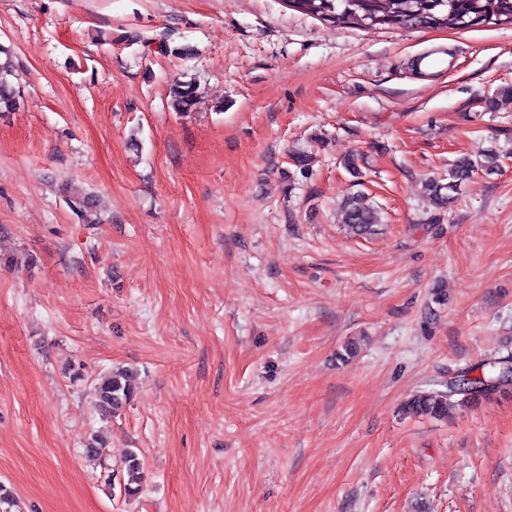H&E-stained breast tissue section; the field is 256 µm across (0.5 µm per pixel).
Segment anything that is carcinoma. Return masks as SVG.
<instances>
[{"mask_svg": "<svg viewBox=\"0 0 512 512\" xmlns=\"http://www.w3.org/2000/svg\"><path fill=\"white\" fill-rule=\"evenodd\" d=\"M288 6L303 14L315 16L336 26H359L365 29H473L486 25L512 26V0H287ZM14 76L12 53L0 44V118L19 109L20 100L11 77ZM200 94L199 85L174 80L169 87L170 104L174 111H193ZM497 150L491 148L480 160L463 157L448 170V182L430 179L424 189L430 206L445 211L455 200L458 187L473 174L488 175L500 169ZM63 192L69 208L85 224L101 223L96 198L71 186ZM342 223L357 236L367 238L377 234L380 225L378 211L361 193L348 194L341 203ZM487 371L472 377L469 371H456L448 381V390H423L412 395L402 407L408 415L426 416L435 420L448 417L456 406H467L496 392L512 388V355L499 357L483 364ZM97 408L105 418L120 414L129 404L133 390L131 374L117 369L102 377L95 387ZM84 455L99 460L104 454L103 441L92 435L84 442ZM142 464L137 454L127 455L122 467L121 487L124 496L133 500L142 483Z\"/></svg>", "mask_w": 512, "mask_h": 512, "instance_id": "carcinoma-1", "label": "carcinoma"}]
</instances>
